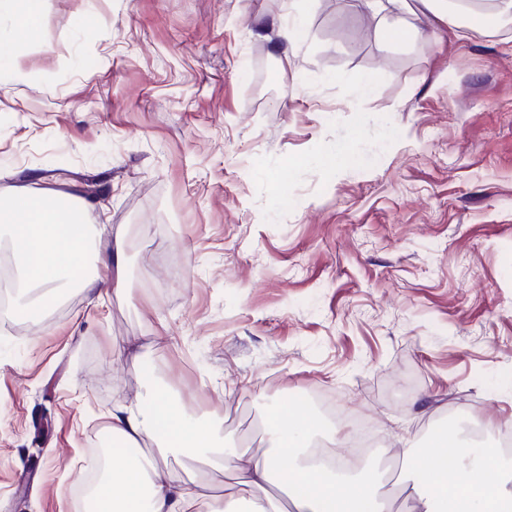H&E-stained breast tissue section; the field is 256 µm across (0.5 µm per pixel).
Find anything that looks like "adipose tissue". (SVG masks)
<instances>
[{
  "instance_id": "adipose-tissue-1",
  "label": "adipose tissue",
  "mask_w": 512,
  "mask_h": 512,
  "mask_svg": "<svg viewBox=\"0 0 512 512\" xmlns=\"http://www.w3.org/2000/svg\"><path fill=\"white\" fill-rule=\"evenodd\" d=\"M2 236L25 287L41 291L21 306L22 315L53 304L64 281L103 300L107 292L97 276L84 273L91 263L113 269L117 284L127 281L121 236L94 223L87 207L71 216L39 197L16 196L0 204ZM108 427L131 448L111 458L97 484L98 512H214L205 493L161 476L167 457L185 449L223 459L224 512H512V467L497 465L488 453L449 466L452 441L444 432L429 447L405 449L409 473L398 491L386 492L375 466L345 471L306 459L319 428L310 415L285 405L271 415V448L259 457L218 445L211 422L187 415L162 392L113 411Z\"/></svg>"
}]
</instances>
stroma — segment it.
Segmentation results:
<instances>
[{
	"label": "stroma",
	"instance_id": "35a3bbf8",
	"mask_svg": "<svg viewBox=\"0 0 512 512\" xmlns=\"http://www.w3.org/2000/svg\"><path fill=\"white\" fill-rule=\"evenodd\" d=\"M308 14L283 50L289 5ZM403 44L363 0H42L0 33V200L82 197L128 280L0 321V512H72L112 409L164 389L225 442L321 393L382 446L512 427V20ZM375 89L361 97L364 78ZM344 150V166L319 158ZM98 195L83 194L86 185ZM170 341L145 347L154 333ZM128 356L118 357L115 345ZM167 472L214 488L220 459Z\"/></svg>",
	"mask_w": 512,
	"mask_h": 512
}]
</instances>
